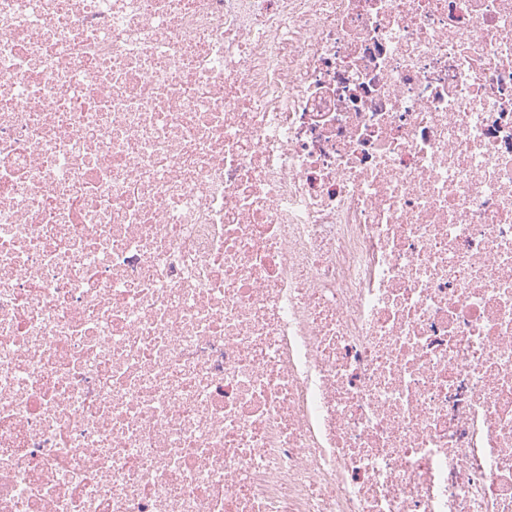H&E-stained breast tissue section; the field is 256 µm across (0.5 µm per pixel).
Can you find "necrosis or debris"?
<instances>
[{"instance_id":"1","label":"necrosis or debris","mask_w":512,"mask_h":512,"mask_svg":"<svg viewBox=\"0 0 512 512\" xmlns=\"http://www.w3.org/2000/svg\"><path fill=\"white\" fill-rule=\"evenodd\" d=\"M0 512H512V0H0Z\"/></svg>"}]
</instances>
